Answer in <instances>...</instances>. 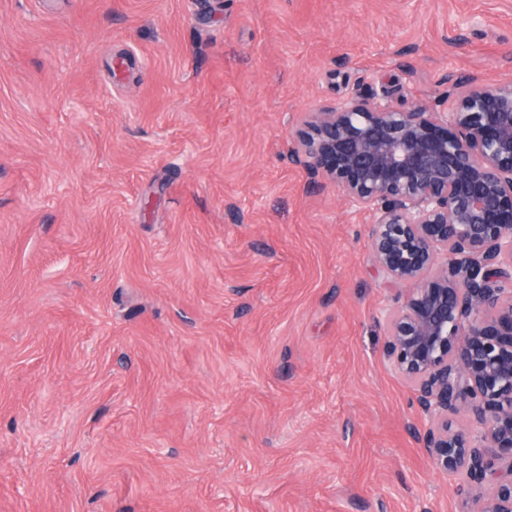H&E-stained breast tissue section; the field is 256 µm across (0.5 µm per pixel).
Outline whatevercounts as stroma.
<instances>
[{"label":"stroma","mask_w":512,"mask_h":512,"mask_svg":"<svg viewBox=\"0 0 512 512\" xmlns=\"http://www.w3.org/2000/svg\"><path fill=\"white\" fill-rule=\"evenodd\" d=\"M467 77L512 0H0V512H464L290 133Z\"/></svg>","instance_id":"stroma-1"}]
</instances>
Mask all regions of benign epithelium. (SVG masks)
I'll use <instances>...</instances> for the list:
<instances>
[{
	"mask_svg": "<svg viewBox=\"0 0 512 512\" xmlns=\"http://www.w3.org/2000/svg\"><path fill=\"white\" fill-rule=\"evenodd\" d=\"M453 98L446 112L321 107L292 156L372 212V261L402 291L386 356L427 417L434 467L466 512H512V81L461 79Z\"/></svg>",
	"mask_w": 512,
	"mask_h": 512,
	"instance_id": "1",
	"label": "benign epithelium"
}]
</instances>
